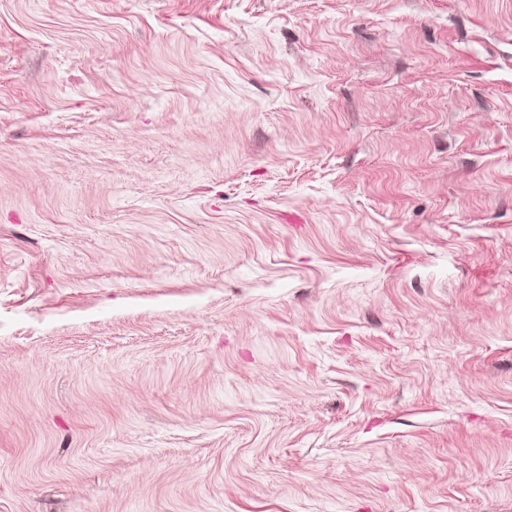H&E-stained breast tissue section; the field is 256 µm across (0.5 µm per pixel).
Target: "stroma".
Segmentation results:
<instances>
[{
  "label": "stroma",
  "mask_w": 512,
  "mask_h": 512,
  "mask_svg": "<svg viewBox=\"0 0 512 512\" xmlns=\"http://www.w3.org/2000/svg\"><path fill=\"white\" fill-rule=\"evenodd\" d=\"M0 512H512V0H0Z\"/></svg>",
  "instance_id": "obj_1"
}]
</instances>
